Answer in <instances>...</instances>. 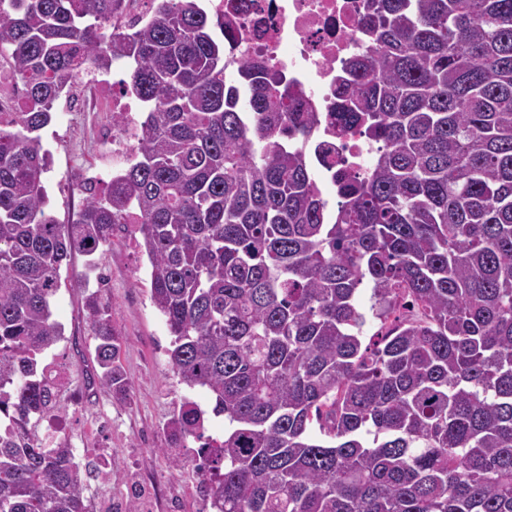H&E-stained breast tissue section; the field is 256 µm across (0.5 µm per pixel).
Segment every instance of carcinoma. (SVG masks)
Listing matches in <instances>:
<instances>
[{"instance_id":"1","label":"carcinoma","mask_w":512,"mask_h":512,"mask_svg":"<svg viewBox=\"0 0 512 512\" xmlns=\"http://www.w3.org/2000/svg\"><path fill=\"white\" fill-rule=\"evenodd\" d=\"M0 0L22 81L0 112V512H87L38 358L63 336L60 270L134 222L180 382L214 397L211 512H512V0H366L367 50L315 112L267 60L224 55L197 0ZM130 66L138 148L75 223L48 209L39 131L88 64ZM380 145L315 188L312 132ZM378 330L364 343L360 286ZM100 387L125 391L100 290L86 295Z\"/></svg>"}]
</instances>
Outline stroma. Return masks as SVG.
<instances>
[{
  "instance_id": "stroma-1",
  "label": "stroma",
  "mask_w": 512,
  "mask_h": 512,
  "mask_svg": "<svg viewBox=\"0 0 512 512\" xmlns=\"http://www.w3.org/2000/svg\"><path fill=\"white\" fill-rule=\"evenodd\" d=\"M111 131L106 113L94 119L72 116L64 105L41 130V143L51 155L49 207L60 223L76 220L87 184L105 189L116 173L111 152L100 144L101 134ZM131 230V225L119 226L93 259L77 253L62 266L53 313L64 335L40 361L54 364L64 380L67 407L58 413L64 436L80 461L97 466L86 489L91 512H127L132 503L139 512H203L202 486L193 468L199 443L175 439L168 424L184 400L205 410L212 404L204 390L187 388L170 368L171 336L151 302L148 260L132 243ZM91 261L105 276V287L88 275ZM96 287L120 337L119 359L127 382L121 400L86 384L98 365L85 291ZM175 456L183 462L177 470L171 465Z\"/></svg>"
}]
</instances>
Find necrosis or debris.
<instances>
[{"label": "necrosis or debris", "mask_w": 512, "mask_h": 512, "mask_svg": "<svg viewBox=\"0 0 512 512\" xmlns=\"http://www.w3.org/2000/svg\"><path fill=\"white\" fill-rule=\"evenodd\" d=\"M365 0H207L231 23L224 39L234 59L262 57L283 70L314 111L336 102V77L365 49L361 18ZM95 100H107L124 117L112 136L113 157L128 162L137 153L134 119L138 100L115 86L109 73L85 68Z\"/></svg>", "instance_id": "4bbe7bcc"}]
</instances>
